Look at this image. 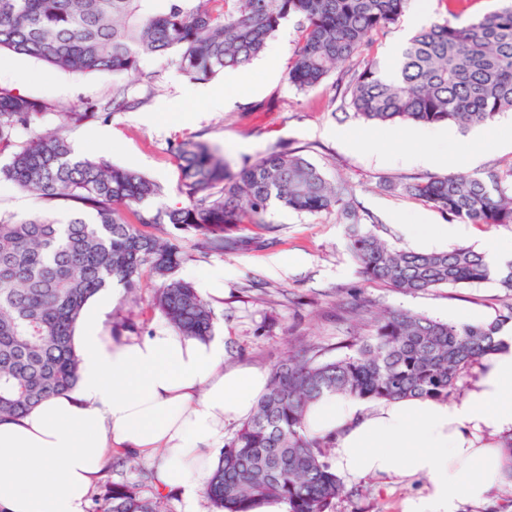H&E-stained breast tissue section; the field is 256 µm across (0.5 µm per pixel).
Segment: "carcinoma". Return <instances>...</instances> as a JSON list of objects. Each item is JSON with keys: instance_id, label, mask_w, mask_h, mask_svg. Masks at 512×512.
<instances>
[{"instance_id": "obj_1", "label": "carcinoma", "mask_w": 512, "mask_h": 512, "mask_svg": "<svg viewBox=\"0 0 512 512\" xmlns=\"http://www.w3.org/2000/svg\"><path fill=\"white\" fill-rule=\"evenodd\" d=\"M0 0V52L34 58L51 70L120 77L146 57H167L195 80L249 64L281 24L298 20L301 39L288 69L300 91L320 85L330 69L361 52L395 24L410 0ZM350 104L367 122L486 125L512 112V0L465 23L432 22L411 38L396 75L386 79L369 61L348 80ZM116 86L112 99L63 115L72 123L133 109ZM48 106L0 88V183L73 216L0 219V418L21 416L73 389L80 360L72 336L84 304L117 282L138 295L145 277L159 281L153 303L181 333L212 336L214 315L197 290L176 276L183 261L177 238L147 234L166 224L201 236L198 247L230 253L239 241L226 224H262L277 203L299 213L336 211L346 221L348 249L369 282L416 294L494 279L512 291V260L490 265L470 247L420 252L388 244L361 223L344 184L328 181L297 152L272 150L233 172L218 150L186 140L172 147L186 203L143 208L137 223L124 211L162 195L147 176L104 158L79 157L60 131L34 133ZM408 194L465 224H512V167L485 174H449L402 184ZM85 212L95 215L89 224ZM366 326L345 352L326 356L306 344L269 371L267 391L219 452L203 494L217 512H252L276 500L287 512H335L348 495L329 461L332 433L306 427L309 406L326 394L396 402L446 403L468 390L473 369L499 347L512 306L486 324L448 323L403 309L353 311ZM88 512H166L158 489L103 485Z\"/></svg>"}]
</instances>
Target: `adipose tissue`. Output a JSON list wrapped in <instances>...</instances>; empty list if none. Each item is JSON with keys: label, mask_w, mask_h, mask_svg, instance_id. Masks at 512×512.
Listing matches in <instances>:
<instances>
[{"label": "adipose tissue", "mask_w": 512, "mask_h": 512, "mask_svg": "<svg viewBox=\"0 0 512 512\" xmlns=\"http://www.w3.org/2000/svg\"><path fill=\"white\" fill-rule=\"evenodd\" d=\"M120 296L88 300L73 341L77 386L14 419H0V507L5 512H85L114 451L151 462L159 490H179L199 512L211 451L225 424L249 417L266 390L258 369L225 366L224 339L201 341L156 323L142 336H107L100 317ZM457 401L369 403L335 395L311 405V429L332 432L336 469L353 478L420 480L403 512H456L512 487L506 449L512 431V328Z\"/></svg>", "instance_id": "ef3b65f1"}]
</instances>
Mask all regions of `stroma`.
<instances>
[{
  "label": "stroma",
  "instance_id": "35a3bbf8",
  "mask_svg": "<svg viewBox=\"0 0 512 512\" xmlns=\"http://www.w3.org/2000/svg\"><path fill=\"white\" fill-rule=\"evenodd\" d=\"M411 17V12H404L396 24L375 35L369 47L347 62V69L361 71L370 59L397 66L403 47L416 32ZM299 37L296 20L288 19L249 65L205 82V89L220 91L229 80H236V89L226 96L220 111L213 110L207 100L183 98L181 90L190 81L165 58L145 60L143 76L124 77L130 96L140 99L139 107L83 124L65 121L57 106L78 110L109 98L111 75L49 73L40 62L2 53L0 86L48 104L43 127L62 128L77 154L104 157L162 184L164 195L152 201L156 207L182 200L170 145L190 136L218 147L235 171L273 149L300 152L329 180L350 186L363 224L389 242L407 241L403 232L407 219L435 225L450 221L403 192V183L512 167V112L481 127L453 128L449 144L457 159L453 166L406 162L407 150L426 148L410 138L416 124L366 123L355 114L350 95L334 72L308 93L289 85L287 67ZM349 132H366L370 138L351 149L343 140ZM44 213L61 223L71 218L67 209L51 210L28 192L0 187V217ZM224 234L242 240L241 249L205 254L199 251L194 232L180 230L176 236L185 251L180 278L216 267L225 271L224 297L211 309L214 333L224 339L229 368L267 371L289 348L304 343L335 351L353 329L343 319L344 308L359 304L471 324L491 322L512 305V292L494 283L404 294L365 281L346 248L343 221L332 211L297 213L275 204L264 223L232 224ZM490 241L512 244V225L468 224L456 238L447 240L436 233L410 244L417 251L465 246L480 252ZM151 296L147 289L141 298H120L101 320L105 333L111 337L145 334L158 316L150 307ZM346 485L354 494L338 501L336 512H402L404 501L420 488L419 481L405 477L350 479Z\"/></svg>",
  "mask_w": 512,
  "mask_h": 512
}]
</instances>
